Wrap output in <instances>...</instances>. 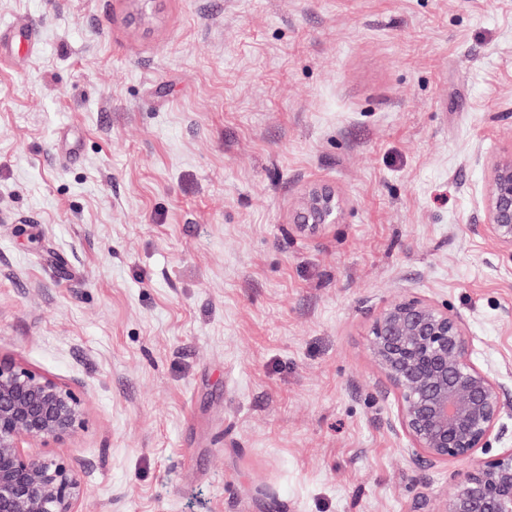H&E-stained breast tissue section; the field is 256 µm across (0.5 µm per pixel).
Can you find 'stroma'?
<instances>
[{
    "instance_id": "stroma-1",
    "label": "stroma",
    "mask_w": 512,
    "mask_h": 512,
    "mask_svg": "<svg viewBox=\"0 0 512 512\" xmlns=\"http://www.w3.org/2000/svg\"><path fill=\"white\" fill-rule=\"evenodd\" d=\"M0 357L70 387L81 512H413L369 349L406 297L512 391V0H0ZM335 188L338 223H291ZM475 223L473 231L512 257V148L490 163L483 217H477Z\"/></svg>"
}]
</instances>
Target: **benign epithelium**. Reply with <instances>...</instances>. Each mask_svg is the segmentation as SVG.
Listing matches in <instances>:
<instances>
[{
	"instance_id": "7a95c632",
	"label": "benign epithelium",
	"mask_w": 512,
	"mask_h": 512,
	"mask_svg": "<svg viewBox=\"0 0 512 512\" xmlns=\"http://www.w3.org/2000/svg\"><path fill=\"white\" fill-rule=\"evenodd\" d=\"M336 192L317 187L302 195L292 223L335 224ZM473 231L512 257V148L489 166L483 216ZM376 365L397 392L390 429L411 442L416 462L446 464L469 458L493 435H504L509 391L472 360L464 319L435 303L406 298L382 309L370 330ZM84 423L80 400L67 386L0 358V512H78L85 494L77 469L31 456L26 444L74 436ZM438 512H512V448L454 479Z\"/></svg>"
}]
</instances>
